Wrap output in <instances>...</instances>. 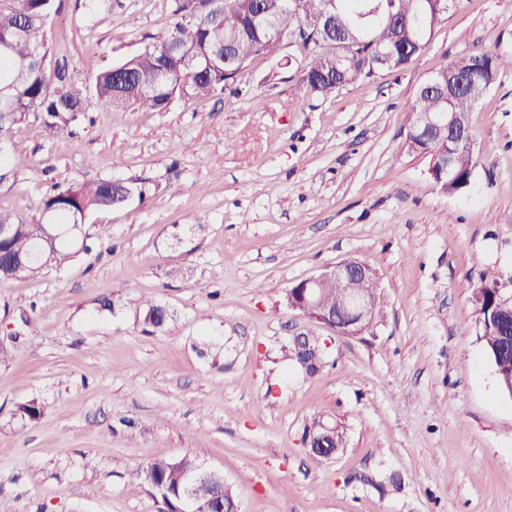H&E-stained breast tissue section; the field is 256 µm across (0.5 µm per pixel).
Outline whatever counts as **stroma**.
I'll return each instance as SVG.
<instances>
[{
	"label": "stroma",
	"mask_w": 512,
	"mask_h": 512,
	"mask_svg": "<svg viewBox=\"0 0 512 512\" xmlns=\"http://www.w3.org/2000/svg\"><path fill=\"white\" fill-rule=\"evenodd\" d=\"M172 0H67L50 57L93 88L173 21ZM512 53V0H456L405 70L321 99L303 48L251 61L219 97L167 111L90 105L72 138L28 119L0 141L18 171L0 208L30 220L54 184L133 189L87 214L107 243L0 280V512H157L137 468L188 456L240 512H512V398L476 335L474 285L512 279V73L475 105L469 192L444 194L410 150V104L438 68ZM368 264L382 315L346 336L288 289ZM169 312L145 329L144 299ZM326 344L315 371L284 361ZM36 399L43 414L21 418ZM347 446L312 464L305 427ZM134 430H127V422Z\"/></svg>",
	"instance_id": "obj_1"
}]
</instances>
